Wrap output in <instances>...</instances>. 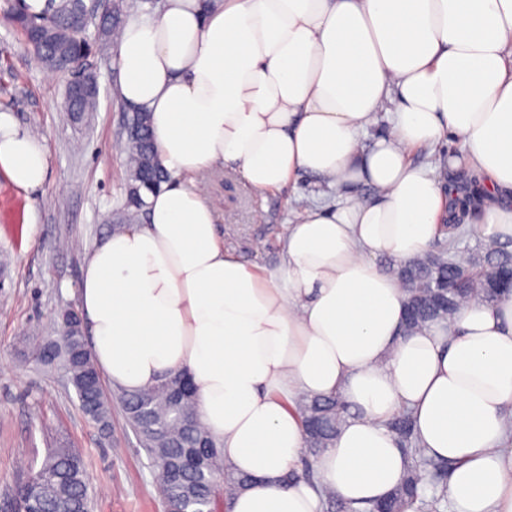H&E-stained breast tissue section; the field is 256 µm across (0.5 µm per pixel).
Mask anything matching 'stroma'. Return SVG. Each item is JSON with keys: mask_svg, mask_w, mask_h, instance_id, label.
<instances>
[{"mask_svg": "<svg viewBox=\"0 0 512 512\" xmlns=\"http://www.w3.org/2000/svg\"><path fill=\"white\" fill-rule=\"evenodd\" d=\"M14 0H0V112L42 137L50 171L30 192L0 172V508L16 486L60 443L87 462L91 512H163L146 452L112 408L102 434L84 415L67 372L31 356L34 342L53 339L58 317L77 306L82 268L92 249L131 208L123 146L128 112L118 96L112 47L90 56L99 84L97 112L77 117L61 108L68 79L39 66L11 19ZM214 210L226 250L278 275L289 222L333 202L326 185L307 180L259 193L239 175L215 169L197 176Z\"/></svg>", "mask_w": 512, "mask_h": 512, "instance_id": "35a3bbf8", "label": "stroma"}]
</instances>
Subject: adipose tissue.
<instances>
[{"mask_svg":"<svg viewBox=\"0 0 512 512\" xmlns=\"http://www.w3.org/2000/svg\"><path fill=\"white\" fill-rule=\"evenodd\" d=\"M116 65L167 179L145 193V223L83 269L108 382L190 377L225 462L252 478L228 512H322L324 490L360 512L406 472L387 426L404 409L426 453L454 464L448 512H512V295L407 334L406 291L375 261L439 237L458 186L410 156L448 143L451 169L481 181L484 235L512 241V0H165L123 25ZM385 110L387 132L363 144ZM217 164L259 192L302 173L335 190L289 224L279 276L224 250L191 182ZM0 171L33 191L49 174L43 139L7 112ZM336 394L351 415L316 459L317 492L290 476L306 441L289 404Z\"/></svg>","mask_w":512,"mask_h":512,"instance_id":"obj_1","label":"adipose tissue"}]
</instances>
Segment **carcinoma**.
Segmentation results:
<instances>
[{
	"instance_id": "carcinoma-1",
	"label": "carcinoma",
	"mask_w": 512,
	"mask_h": 512,
	"mask_svg": "<svg viewBox=\"0 0 512 512\" xmlns=\"http://www.w3.org/2000/svg\"><path fill=\"white\" fill-rule=\"evenodd\" d=\"M78 4L74 0H53L47 11L35 15L20 11L14 21L30 37L31 25L45 24L53 29L55 40L52 53L66 58H78L91 48L79 35L71 32L69 18ZM127 0H105L103 19L96 29L95 42L103 47L112 40L119 19L126 13ZM98 93L89 90L81 96L66 94L63 106L68 112L89 114L96 110ZM128 123L134 133L127 139V164L130 171V203L142 204L141 191L156 189L164 179L157 164L149 113L136 110ZM480 193L478 181L466 182L464 195L455 199L459 217L442 228L448 242H436L423 255L393 269L405 285L407 308L404 332L409 334L429 322L448 319L460 301L476 296L493 300L500 294L486 287L488 277L505 266L512 265V252L495 243L465 257L457 254L460 240L467 233L466 217L474 213ZM456 287L450 288L448 284ZM91 350L85 335L66 342H41L34 346V357L43 362L60 364L71 377L80 406L88 410L96 425L112 423V401H118L127 423L145 448L153 468L158 473L164 500L190 492L202 500L205 512H219L223 502L213 494V487L231 495L248 484V478L235 473L224 462L220 448L198 418L196 402L186 399L179 404L170 400L178 388L174 378H168L138 392L117 391L114 396L98 397L100 384L94 358L81 360L75 352ZM297 413L307 435L310 455L329 447L340 422L350 415L349 406L339 395L301 398L296 401ZM389 429L404 445L409 456L407 476L369 512H443L448 507L446 478L451 462L426 454L414 436L408 412L402 411L388 422ZM17 492L23 503L37 502L31 512H88V473L80 452L61 445L49 453L31 479L21 483Z\"/></svg>"
}]
</instances>
